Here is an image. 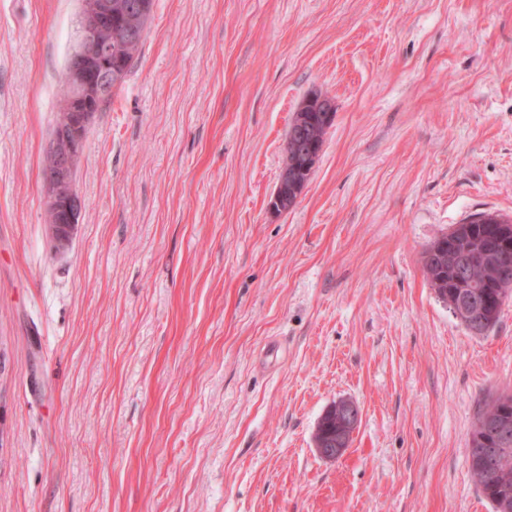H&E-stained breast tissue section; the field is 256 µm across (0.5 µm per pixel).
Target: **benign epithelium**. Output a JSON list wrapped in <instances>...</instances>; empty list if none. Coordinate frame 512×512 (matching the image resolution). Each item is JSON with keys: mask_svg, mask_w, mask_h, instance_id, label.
Returning a JSON list of instances; mask_svg holds the SVG:
<instances>
[{"mask_svg": "<svg viewBox=\"0 0 512 512\" xmlns=\"http://www.w3.org/2000/svg\"><path fill=\"white\" fill-rule=\"evenodd\" d=\"M80 16L89 13L98 14L99 22L105 26L112 25L111 0H78ZM122 73L112 70V41L99 38L98 29L83 26L79 43L69 55L64 70V79L72 89V94L65 102L57 131L52 136L49 152L52 164L44 172L46 184V207L49 214L47 233L55 252L65 251L73 238L76 225L81 216V201L78 196L74 171L84 152L89 126L95 112L104 98L112 91V79ZM311 106L324 111V118L334 120L335 107L324 96H310L301 105L306 110ZM321 148H310L303 160L295 164L294 172H282L278 186H288V179L299 173L316 167ZM478 255L485 263L494 265L500 259L499 247L485 244L466 233L461 226H456L446 237L439 239L425 250L424 259L431 262L442 257L444 250ZM336 418L342 424V430L333 440L316 441V449L327 460L338 458L349 447L354 431L360 421L358 406L349 399H339L332 407ZM512 426L508 416H503L497 424L494 439L481 440L482 447L475 449L484 464L492 468L502 459L512 456V440L508 430Z\"/></svg>", "mask_w": 512, "mask_h": 512, "instance_id": "benign-epithelium-1", "label": "benign epithelium"}]
</instances>
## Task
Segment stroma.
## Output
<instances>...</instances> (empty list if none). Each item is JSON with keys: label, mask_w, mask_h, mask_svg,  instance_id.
<instances>
[{"label": "stroma", "mask_w": 512, "mask_h": 512, "mask_svg": "<svg viewBox=\"0 0 512 512\" xmlns=\"http://www.w3.org/2000/svg\"><path fill=\"white\" fill-rule=\"evenodd\" d=\"M78 12L0 0V512H492L468 441L512 393V298L471 335L422 254L512 220V0H155L57 254ZM315 93L319 163L273 210ZM334 413L330 410H326L321 416L317 428L314 440L318 438L317 432L321 437L335 436L334 440H318L316 441V449L321 457L327 460H335L338 458L345 448H348L360 421V411L358 406L349 399H339L332 407ZM336 418L342 424V430L336 434L338 429L336 425Z\"/></svg>", "instance_id": "obj_1"}]
</instances>
